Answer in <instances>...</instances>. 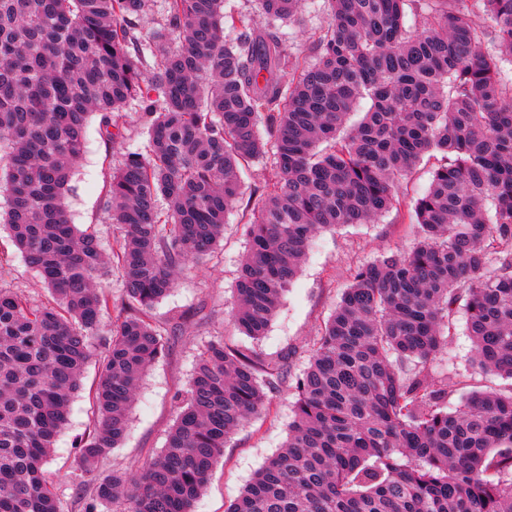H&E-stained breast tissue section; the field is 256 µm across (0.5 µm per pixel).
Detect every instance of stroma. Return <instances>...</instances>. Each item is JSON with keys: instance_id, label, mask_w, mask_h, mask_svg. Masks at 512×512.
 Instances as JSON below:
<instances>
[{"instance_id": "1", "label": "stroma", "mask_w": 512, "mask_h": 512, "mask_svg": "<svg viewBox=\"0 0 512 512\" xmlns=\"http://www.w3.org/2000/svg\"><path fill=\"white\" fill-rule=\"evenodd\" d=\"M325 22L323 0H304L293 20L281 23L280 32L288 44L308 50L312 35ZM126 136L112 143L90 120L86 148L70 182L68 206L79 228L94 226L105 250L115 249L118 233L105 211L106 192L112 168L125 153L144 150L148 137L138 122L137 105H129ZM242 194L229 212L224 238L218 249L200 263L187 264L178 273L174 289L156 306L160 325L187 316L188 329L180 342L154 364L140 384L133 404L128 431L120 448L91 468L79 460L77 441L92 427V405L87 389L98 375L89 366L83 391L76 394L69 423L59 435L47 466L64 512H81L80 496L99 477L144 465L163 448L174 423L171 395L185 387L196 360L212 337L225 336L240 345L268 356L290 355L293 372L308 361V350L321 324L332 314L341 294L352 281L354 269L377 257L409 249L417 236L408 212H389L371 224L344 226L316 236L297 278L283 296L277 313L260 340L241 335L230 322L234 288L240 261L248 249L244 226L253 213L263 183L261 165L240 171ZM8 257L4 276L10 288L23 290L31 298L44 297L43 285L12 244L6 230H0V256ZM432 379L447 381L455 375L467 378L470 389L512 387V381L482 372L474 362V349L466 329L464 313H457L447 349L433 362ZM295 394L283 387L272 399L269 411L237 431L224 455L215 464L209 484L194 502L193 512H224L238 498L255 472L281 448L293 416Z\"/></svg>"}]
</instances>
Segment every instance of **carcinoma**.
<instances>
[{
    "label": "carcinoma",
    "mask_w": 512,
    "mask_h": 512,
    "mask_svg": "<svg viewBox=\"0 0 512 512\" xmlns=\"http://www.w3.org/2000/svg\"><path fill=\"white\" fill-rule=\"evenodd\" d=\"M146 3L0 0V223L48 291L0 285V512H64L46 465L93 359L80 460L121 445L138 386L187 323L157 325L155 305L216 249L249 163L267 175L231 317L253 340L317 234L405 208L417 243L354 270L295 376L286 356L209 340L164 448L98 479L83 512H192L228 441L287 383L284 445L225 512H512V389L450 410L465 381L428 372L461 306L479 368L512 379V0H324L312 64L276 31L301 0H256L264 31L224 0H166L150 37ZM130 100L148 141L112 171L109 256L66 198L90 118L122 139ZM435 157L406 203L401 180ZM114 269L117 298L102 282Z\"/></svg>",
    "instance_id": "obj_1"
}]
</instances>
